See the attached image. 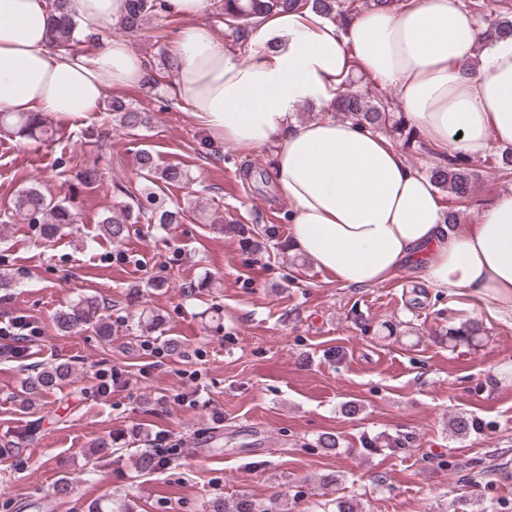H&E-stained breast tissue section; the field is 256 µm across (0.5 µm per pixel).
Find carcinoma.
Returning a JSON list of instances; mask_svg holds the SVG:
<instances>
[{
    "label": "carcinoma",
    "instance_id": "obj_1",
    "mask_svg": "<svg viewBox=\"0 0 512 512\" xmlns=\"http://www.w3.org/2000/svg\"><path fill=\"white\" fill-rule=\"evenodd\" d=\"M398 0H221L222 18L225 31L240 45L248 42V27L256 24L270 13L300 10L311 7L332 22L344 24L364 9H391ZM465 7L485 26L482 45L512 38V16L503 9L512 11V0H464ZM49 8L56 16L51 30L50 44L56 51L70 55L80 54L79 45L93 43L96 34L80 33L79 23L65 12L66 0H48ZM164 0H126L125 13L115 30L121 33H140L146 22L154 17H163ZM106 114L123 133L137 135L152 122V115L141 111L120 97L104 101ZM332 116L342 117L365 129L384 133L400 144L402 149L416 153L432 154V149L413 126L397 111L395 103L382 92L366 89L364 92L345 88L335 99ZM10 129L21 136H46L53 132L52 121L43 115L13 114L0 112V130ZM140 181L136 187L123 184L115 186V194L122 198L119 210L100 221V232L115 243L122 242L129 234L132 224H180L184 211L167 209L162 206L160 196L163 188L184 184L187 173L177 165L162 167L152 151L142 149L137 155ZM429 179L448 192L446 224L458 223L459 215L455 205L474 203L476 174L468 167L462 155L448 154L434 163L428 170ZM12 212L23 217L29 224L40 225L42 239L50 243L60 236L64 229L76 223L71 198H56L40 184H32L18 191ZM106 307L92 294L81 296L76 303L60 311L56 318L57 327L64 332L82 328H94L102 339L111 336L106 321ZM480 328L473 322H465L448 330V338L455 342L470 343L476 340ZM74 369L69 362L44 364L31 369L24 380L26 394H37L59 386L67 380ZM210 512H285L278 497L258 501L242 494L233 500L214 498Z\"/></svg>",
    "mask_w": 512,
    "mask_h": 512
}]
</instances>
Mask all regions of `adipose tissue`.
Here are the masks:
<instances>
[{
  "instance_id": "ef3b65f1",
  "label": "adipose tissue",
  "mask_w": 512,
  "mask_h": 512,
  "mask_svg": "<svg viewBox=\"0 0 512 512\" xmlns=\"http://www.w3.org/2000/svg\"><path fill=\"white\" fill-rule=\"evenodd\" d=\"M186 19L171 48L174 93L215 138L243 150L275 145L272 178L287 201L293 249L346 286L371 288L414 261L427 284L472 292L512 313V193L458 231L446 204L385 137L329 116L348 76L392 89L441 155L512 145V39L478 51L462 0H400L339 25L314 9L261 19L246 47L224 45L196 19L207 0H168ZM124 0H67L70 17L106 30ZM48 0H0V112L84 117L105 85L144 84V59L121 36L90 58L55 51ZM315 102L322 117L298 121Z\"/></svg>"
}]
</instances>
